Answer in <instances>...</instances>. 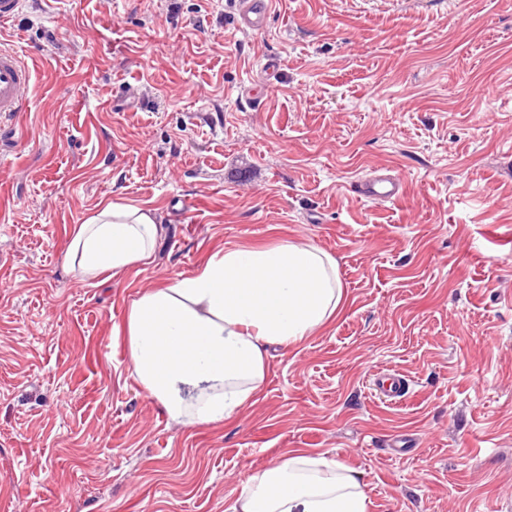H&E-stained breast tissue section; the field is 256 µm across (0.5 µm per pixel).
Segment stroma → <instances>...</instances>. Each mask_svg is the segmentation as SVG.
<instances>
[{"instance_id":"1","label":"stroma","mask_w":512,"mask_h":512,"mask_svg":"<svg viewBox=\"0 0 512 512\" xmlns=\"http://www.w3.org/2000/svg\"><path fill=\"white\" fill-rule=\"evenodd\" d=\"M236 18L25 0L0 25L33 74L0 116V512H224L297 450L359 473L370 512H512V0H279L263 35ZM377 164L405 186L382 206L353 192ZM104 201L163 233L93 285L61 259ZM284 240L335 258V318L272 350L233 419L170 422L114 326L215 253ZM380 369L407 377L399 403ZM373 387L379 398L390 403L398 402L408 392L407 380L399 373L375 374Z\"/></svg>"}]
</instances>
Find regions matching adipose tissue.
I'll use <instances>...</instances> for the list:
<instances>
[{
    "instance_id": "obj_1",
    "label": "adipose tissue",
    "mask_w": 512,
    "mask_h": 512,
    "mask_svg": "<svg viewBox=\"0 0 512 512\" xmlns=\"http://www.w3.org/2000/svg\"><path fill=\"white\" fill-rule=\"evenodd\" d=\"M162 235L150 211L106 203L75 225L66 267L91 282L149 260ZM342 298L335 259L288 241L241 246L195 274L134 298L114 328L130 374L185 426L234 417L259 392L269 345H296L332 320ZM196 389L185 401L180 389ZM357 473L339 461L301 453L249 472L224 512H369Z\"/></svg>"
}]
</instances>
